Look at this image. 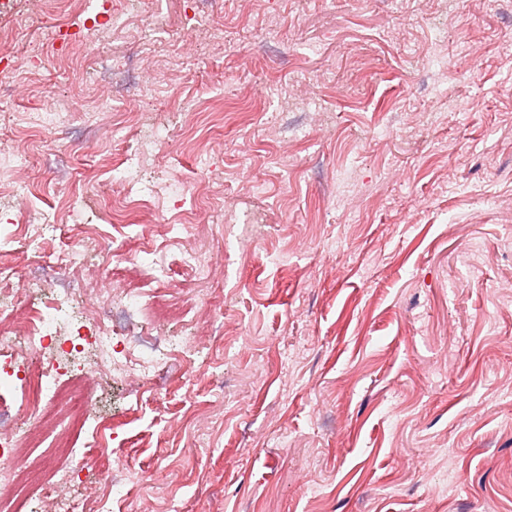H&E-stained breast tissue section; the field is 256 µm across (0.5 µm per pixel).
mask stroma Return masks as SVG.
Wrapping results in <instances>:
<instances>
[{
  "label": "stroma",
  "mask_w": 512,
  "mask_h": 512,
  "mask_svg": "<svg viewBox=\"0 0 512 512\" xmlns=\"http://www.w3.org/2000/svg\"><path fill=\"white\" fill-rule=\"evenodd\" d=\"M157 19L113 37L112 16ZM210 31L192 41L185 17ZM61 71L28 74L25 113L68 101L52 133L0 138L28 153L31 196L0 186V235L32 205L69 204L97 235L164 255V282L112 263L104 282L159 290L180 320L144 325L175 366L131 384L82 363L109 424L43 428L39 482L66 459L70 494L111 512H512V10L500 0H76ZM43 19L0 8V57L26 59ZM446 60L437 66L436 57ZM167 75L147 87L139 59ZM109 96L140 135L174 129L144 180L177 172L184 200L127 208L113 184L124 146L91 118ZM207 156L199 170V156ZM172 224H203L217 272L208 306L179 264ZM57 232L14 244L23 281L68 287L36 255ZM205 331L185 348L195 325ZM130 476H102L117 457Z\"/></svg>",
  "instance_id": "obj_1"
}]
</instances>
